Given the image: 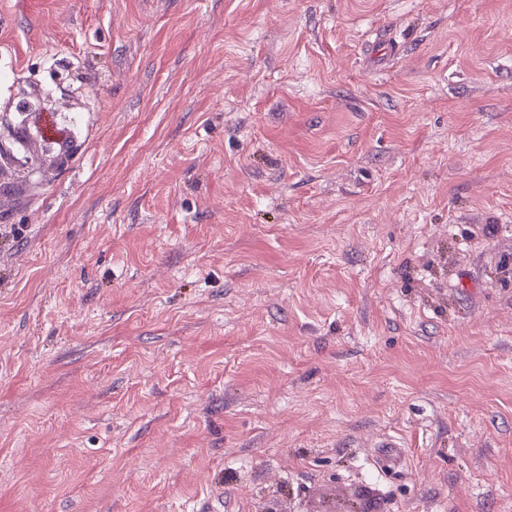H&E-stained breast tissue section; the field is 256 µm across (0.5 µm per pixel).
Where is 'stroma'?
Instances as JSON below:
<instances>
[{
  "mask_svg": "<svg viewBox=\"0 0 512 512\" xmlns=\"http://www.w3.org/2000/svg\"><path fill=\"white\" fill-rule=\"evenodd\" d=\"M20 85L0 512H512V0H0Z\"/></svg>",
  "mask_w": 512,
  "mask_h": 512,
  "instance_id": "1",
  "label": "stroma"
}]
</instances>
